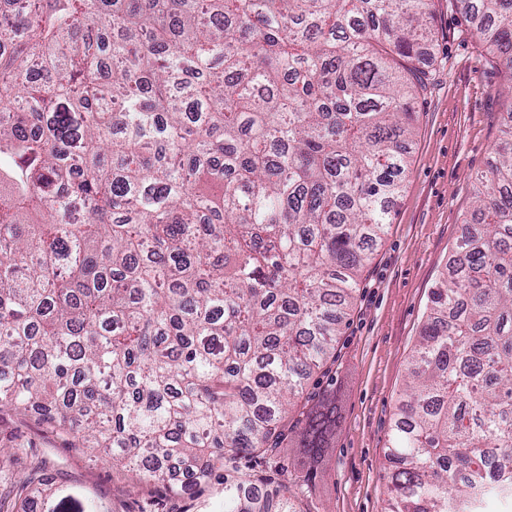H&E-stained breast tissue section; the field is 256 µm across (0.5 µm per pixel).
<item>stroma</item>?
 Here are the masks:
<instances>
[{
	"label": "stroma",
	"instance_id": "1",
	"mask_svg": "<svg viewBox=\"0 0 512 512\" xmlns=\"http://www.w3.org/2000/svg\"><path fill=\"white\" fill-rule=\"evenodd\" d=\"M430 35L415 65L428 86L414 101V138L403 192L336 343L327 378L313 380L308 403L335 397L341 419L317 469L297 448L277 463L243 459L260 483L285 486L297 512H381L388 487L386 441L405 386L429 294L445 273L473 207L477 174L494 161L502 121L512 111V76L490 69L479 20L449 0H432ZM16 462L0 486L40 464L57 490L52 512H224V487L211 481L195 494L143 483L107 462L78 455L48 424L0 412V448Z\"/></svg>",
	"mask_w": 512,
	"mask_h": 512
}]
</instances>
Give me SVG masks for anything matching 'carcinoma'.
<instances>
[{
  "instance_id": "obj_1",
  "label": "carcinoma",
  "mask_w": 512,
  "mask_h": 512,
  "mask_svg": "<svg viewBox=\"0 0 512 512\" xmlns=\"http://www.w3.org/2000/svg\"><path fill=\"white\" fill-rule=\"evenodd\" d=\"M512 72V0H455ZM431 0H0V410L140 481L332 447L335 357L412 142ZM429 295L383 512L512 503V124ZM19 512L51 496L30 472Z\"/></svg>"
}]
</instances>
